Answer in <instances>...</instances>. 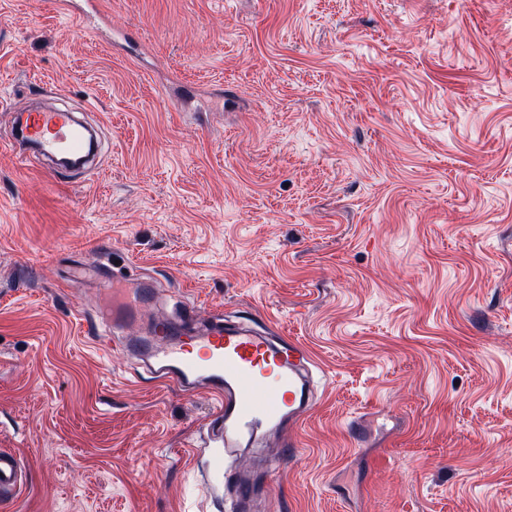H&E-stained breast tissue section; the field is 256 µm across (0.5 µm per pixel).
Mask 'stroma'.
<instances>
[{
    "label": "stroma",
    "mask_w": 512,
    "mask_h": 512,
    "mask_svg": "<svg viewBox=\"0 0 512 512\" xmlns=\"http://www.w3.org/2000/svg\"><path fill=\"white\" fill-rule=\"evenodd\" d=\"M0 0V512H233L213 401L100 346L78 268L301 343L324 373L269 512H512V0ZM74 116L62 109L29 112L24 115L21 132L43 158L83 155L87 143L85 129ZM22 460L11 452L0 450V499L13 500L25 490Z\"/></svg>",
    "instance_id": "obj_1"
}]
</instances>
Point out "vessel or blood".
<instances>
[{"label":"vessel or blood","instance_id":"1","mask_svg":"<svg viewBox=\"0 0 512 512\" xmlns=\"http://www.w3.org/2000/svg\"><path fill=\"white\" fill-rule=\"evenodd\" d=\"M21 132L40 156L49 159L45 172L52 179L64 171L60 158L86 152L84 127L62 109L27 113ZM112 294L115 317L96 324L94 334L107 339L113 331H122V346L146 359L159 382L185 391L203 388L214 401L207 429L210 440L227 448L248 447L272 433L285 446L296 447L295 430L311 402L305 366L312 357L303 345L288 339L271 342L250 327L225 323L220 316L196 329L197 311L190 305L181 306L174 315L154 317L149 339L129 336L125 330L137 320L142 299L153 296L154 285L117 284ZM23 469L18 456L0 450L1 500L22 495ZM233 486L236 512H252L258 496L253 475L235 473Z\"/></svg>","mask_w":512,"mask_h":512}]
</instances>
